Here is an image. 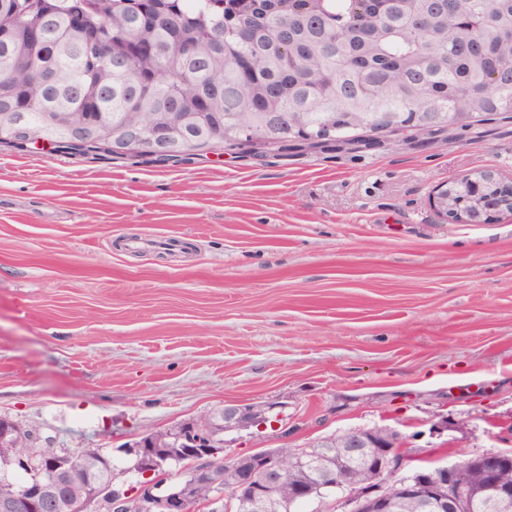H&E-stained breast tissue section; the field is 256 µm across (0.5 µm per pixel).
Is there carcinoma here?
Masks as SVG:
<instances>
[{
    "mask_svg": "<svg viewBox=\"0 0 512 512\" xmlns=\"http://www.w3.org/2000/svg\"><path fill=\"white\" fill-rule=\"evenodd\" d=\"M194 12L184 0H0V113L24 115L38 132L51 112H80L87 122L120 127L133 113L147 125L178 123L187 112L207 113L202 140L187 135L183 147L209 144L230 150L260 149L258 139H233L229 131L309 135L331 126L339 141L354 144L360 126L376 124L381 112L410 119L414 112H455L465 101L476 116L512 113V44L489 31L470 29L456 10L433 13V0H199ZM473 7L512 24V0H474ZM79 16L98 26L112 56L87 67ZM251 29L243 41L234 31ZM41 31V38L31 36ZM190 43L195 55L166 73L162 62ZM251 60L241 68L238 61ZM25 61L46 80L15 67ZM306 125L293 127L298 113ZM57 148L71 153L116 155L104 142L73 144L53 129ZM30 431L17 430L0 445V480L14 486L34 481L19 475L13 459L28 454ZM309 454L337 483L363 487L377 480L365 463L346 459L329 435L308 445ZM39 469L63 450L45 442ZM171 448H155L162 462L155 475L174 474L173 488L194 485V503L213 496L209 483L190 469L177 471ZM283 464L276 489L280 512H294L296 488L317 483L295 462L296 449L273 448ZM68 494L82 497L88 483L115 481L118 467L98 448H79ZM252 466L251 454L223 460L224 491ZM458 481L482 483L478 467L465 466Z\"/></svg>",
    "mask_w": 512,
    "mask_h": 512,
    "instance_id": "cac0c4a2",
    "label": "carcinoma"
}]
</instances>
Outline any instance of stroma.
Returning a JSON list of instances; mask_svg holds the SVG:
<instances>
[{
  "mask_svg": "<svg viewBox=\"0 0 512 512\" xmlns=\"http://www.w3.org/2000/svg\"><path fill=\"white\" fill-rule=\"evenodd\" d=\"M512 178V114L362 151L156 162L0 147V417L123 447L227 401L279 423L226 456L387 425L416 466L512 450V214L433 199ZM468 176L469 179L474 176H481L484 181L499 183V186L506 188L505 194L500 193L496 199L490 200L489 204L478 209L477 213H473L470 209H462L448 212V200L446 202V210L448 220L456 224H483L487 223L496 214L512 213V179L505 180L497 172L489 169L475 171Z\"/></svg>",
  "mask_w": 512,
  "mask_h": 512,
  "instance_id": "1",
  "label": "stroma"
}]
</instances>
